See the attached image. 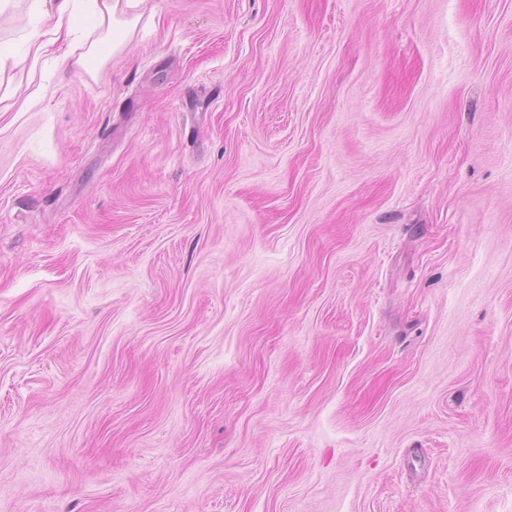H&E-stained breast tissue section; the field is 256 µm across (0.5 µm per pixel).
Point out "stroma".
<instances>
[{"instance_id":"35a3bbf8","label":"stroma","mask_w":512,"mask_h":512,"mask_svg":"<svg viewBox=\"0 0 512 512\" xmlns=\"http://www.w3.org/2000/svg\"><path fill=\"white\" fill-rule=\"evenodd\" d=\"M0 13V512H512V0ZM92 2L89 13L99 28H104L106 36H112V50L118 52L134 34L139 15L129 17L126 9H135L142 0H88Z\"/></svg>"}]
</instances>
